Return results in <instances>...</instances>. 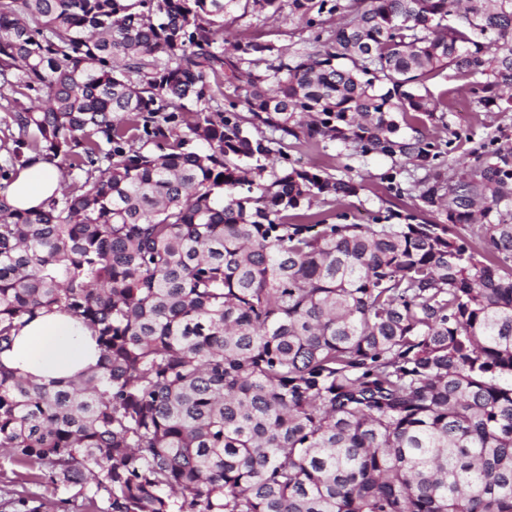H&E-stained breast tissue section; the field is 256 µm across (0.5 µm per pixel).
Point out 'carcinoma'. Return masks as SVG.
Instances as JSON below:
<instances>
[{
  "label": "carcinoma",
  "mask_w": 512,
  "mask_h": 512,
  "mask_svg": "<svg viewBox=\"0 0 512 512\" xmlns=\"http://www.w3.org/2000/svg\"><path fill=\"white\" fill-rule=\"evenodd\" d=\"M282 2L0 0V178L79 172L0 195V351L55 311L99 350L48 383L0 362V459L83 512H512V143L456 172L419 129L445 70L512 111V0H288L320 50L224 54ZM325 138L415 161L430 218L312 212L356 184L268 164ZM32 160L23 168L17 178L9 185L0 178L1 186H8L5 196L14 209L27 210L38 208L61 192V171L53 163L32 154Z\"/></svg>",
  "instance_id": "obj_1"
}]
</instances>
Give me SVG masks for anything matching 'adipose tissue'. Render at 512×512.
I'll return each mask as SVG.
<instances>
[{
	"label": "adipose tissue",
	"mask_w": 512,
	"mask_h": 512,
	"mask_svg": "<svg viewBox=\"0 0 512 512\" xmlns=\"http://www.w3.org/2000/svg\"><path fill=\"white\" fill-rule=\"evenodd\" d=\"M61 171L41 157H33L5 192L13 208L40 207L61 192ZM97 361L90 331L78 320L60 312L43 313L15 332L0 362L27 376L48 382L70 378Z\"/></svg>",
	"instance_id": "adipose-tissue-1"
}]
</instances>
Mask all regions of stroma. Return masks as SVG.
Listing matches in <instances>:
<instances>
[{"mask_svg": "<svg viewBox=\"0 0 512 512\" xmlns=\"http://www.w3.org/2000/svg\"><path fill=\"white\" fill-rule=\"evenodd\" d=\"M229 40L253 39L271 42L291 53L301 49L315 50L312 29L306 28L287 12L273 14L253 12L233 22L226 33ZM422 131L435 141L440 150L442 166L453 167L471 160L473 151L495 135L512 142V112H486L468 89L452 93L447 111L435 112L426 119ZM288 165L311 166L336 178L353 180L359 189L356 195L329 205L328 212L337 224H368L374 216L419 213L420 201L412 196H396L395 187L407 190L420 172L413 164L393 161L370 154L360 156L335 141L302 144L286 151ZM26 487L21 477L0 474V512H25L19 495ZM36 504L58 503L67 493L51 482L30 487Z\"/></svg>", "mask_w": 512, "mask_h": 512, "instance_id": "35a3bbf8", "label": "stroma"}]
</instances>
